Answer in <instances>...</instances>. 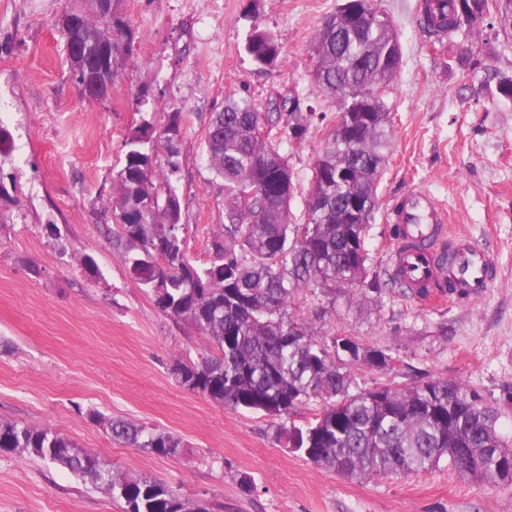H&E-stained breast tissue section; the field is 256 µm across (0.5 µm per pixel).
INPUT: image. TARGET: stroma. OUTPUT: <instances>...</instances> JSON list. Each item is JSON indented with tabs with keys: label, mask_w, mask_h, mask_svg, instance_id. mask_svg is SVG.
<instances>
[{
	"label": "stroma",
	"mask_w": 512,
	"mask_h": 512,
	"mask_svg": "<svg viewBox=\"0 0 512 512\" xmlns=\"http://www.w3.org/2000/svg\"><path fill=\"white\" fill-rule=\"evenodd\" d=\"M79 0H0V124L13 137L0 163V419L48 427L115 469L210 501L215 512H512V485L462 479L447 463L417 477L351 478L289 452L277 421L232 410L180 387L178 358L209 340L165 316L127 273L112 243L108 204L125 134L182 114L183 220L187 251L209 262L224 222L221 180L202 155L206 128L235 92L258 107L298 96L322 115L288 142L298 178L293 223L305 220L311 167L336 121V102L315 89L310 45L339 0H123L130 59L109 96L83 99L71 78L55 18ZM422 0H376L399 32L403 61L383 93L392 151L367 236L381 293H320L294 314L315 334L339 332L390 350V366H358L367 386L405 388L462 379L502 410L512 435V100L485 91L486 72L512 76V26L497 12L474 36L431 44L418 24ZM271 31L282 63L257 67L244 45L252 27ZM148 92L150 103L138 102ZM411 190L436 196L452 230L487 246L497 277L483 297L437 305L407 296L386 272L396 231L387 209ZM130 418L181 437L163 458L114 441L94 414ZM252 491H244L242 476ZM0 512H123L122 502L67 470L0 454Z\"/></svg>",
	"instance_id": "obj_1"
}]
</instances>
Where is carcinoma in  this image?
Masks as SVG:
<instances>
[{"mask_svg": "<svg viewBox=\"0 0 512 512\" xmlns=\"http://www.w3.org/2000/svg\"><path fill=\"white\" fill-rule=\"evenodd\" d=\"M121 0H82L56 25L83 99L108 96L127 63L132 33ZM497 0H424L420 27L441 43L478 23ZM313 81L320 91L347 98L369 114L356 137L337 111L312 167L306 219L294 224L290 201L295 175L284 139L304 137L315 113L288 101V130L279 105L260 111L231 93L212 114L203 142L208 169L224 181V224L213 258L194 264L185 250L177 141L181 113L155 129L145 119L124 142L109 209L130 275L147 288L166 316L190 322L212 352L173 363L170 374L186 390L230 408L281 420L288 447L321 469L348 477L418 476L443 460L462 477L512 483V441L499 431V410L460 379L432 378L408 388H359L349 367L384 368L385 350L342 334L317 336L290 308L317 290L379 293L369 275L366 234L379 206L380 171L392 150L389 108L378 89L402 63L399 34L373 0H341L311 45ZM245 51L260 68L281 56L275 36L255 25ZM496 93L512 99V76L490 73ZM267 128L265 137L256 128ZM163 141L164 154L158 153ZM304 410L314 417L298 425ZM117 442L160 457L180 454V437L125 418L96 415ZM468 452L460 464L457 449ZM0 453L34 457L67 469L83 484L124 501L134 512H210L209 504L181 497L166 483L129 476L49 428L0 420Z\"/></svg>", "mask_w": 512, "mask_h": 512, "instance_id": "carcinoma-1", "label": "carcinoma"}]
</instances>
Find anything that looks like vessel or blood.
<instances>
[{
  "mask_svg": "<svg viewBox=\"0 0 512 512\" xmlns=\"http://www.w3.org/2000/svg\"><path fill=\"white\" fill-rule=\"evenodd\" d=\"M387 220L397 227L389 273L408 296L429 298L445 282L468 299L489 288L495 267L491 254L471 236L450 232L447 211L437 198L410 191L390 206Z\"/></svg>",
  "mask_w": 512,
  "mask_h": 512,
  "instance_id": "vessel-or-blood-1",
  "label": "vessel or blood"
}]
</instances>
